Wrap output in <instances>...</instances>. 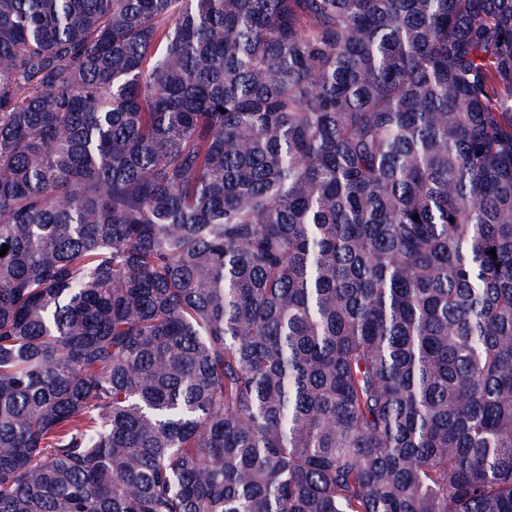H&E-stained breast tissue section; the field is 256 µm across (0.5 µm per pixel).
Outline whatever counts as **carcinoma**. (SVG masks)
Here are the masks:
<instances>
[{"mask_svg":"<svg viewBox=\"0 0 512 512\" xmlns=\"http://www.w3.org/2000/svg\"><path fill=\"white\" fill-rule=\"evenodd\" d=\"M6 245L0 512H512V0H0Z\"/></svg>","mask_w":512,"mask_h":512,"instance_id":"cac0c4a2","label":"carcinoma"}]
</instances>
